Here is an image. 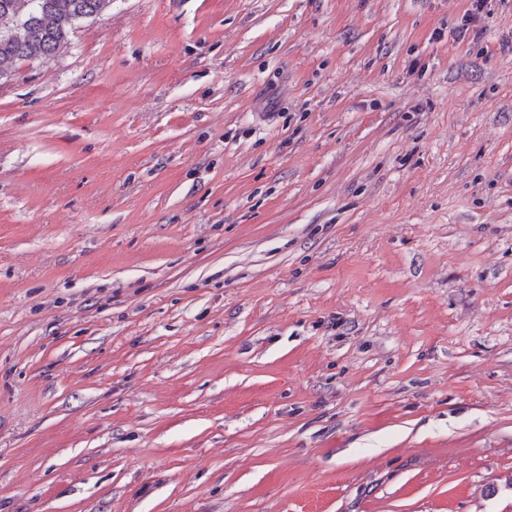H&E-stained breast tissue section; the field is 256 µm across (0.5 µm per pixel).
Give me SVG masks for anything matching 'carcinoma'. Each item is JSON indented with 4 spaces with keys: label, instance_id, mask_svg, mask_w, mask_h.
<instances>
[{
    "label": "carcinoma",
    "instance_id": "obj_1",
    "mask_svg": "<svg viewBox=\"0 0 512 512\" xmlns=\"http://www.w3.org/2000/svg\"><path fill=\"white\" fill-rule=\"evenodd\" d=\"M112 0H0V81L17 68L40 66L55 56L82 24L107 13Z\"/></svg>",
    "mask_w": 512,
    "mask_h": 512
}]
</instances>
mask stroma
<instances>
[{"instance_id": "obj_1", "label": "stroma", "mask_w": 512, "mask_h": 512, "mask_svg": "<svg viewBox=\"0 0 512 512\" xmlns=\"http://www.w3.org/2000/svg\"><path fill=\"white\" fill-rule=\"evenodd\" d=\"M112 0L0 83V512H512V0ZM470 5L465 10L460 24L456 26V28L450 32V35L454 42L462 43L465 41H470L472 33H474L472 41L480 34L482 31L480 28V23L485 12V9L488 7V3L491 0H469Z\"/></svg>"}]
</instances>
